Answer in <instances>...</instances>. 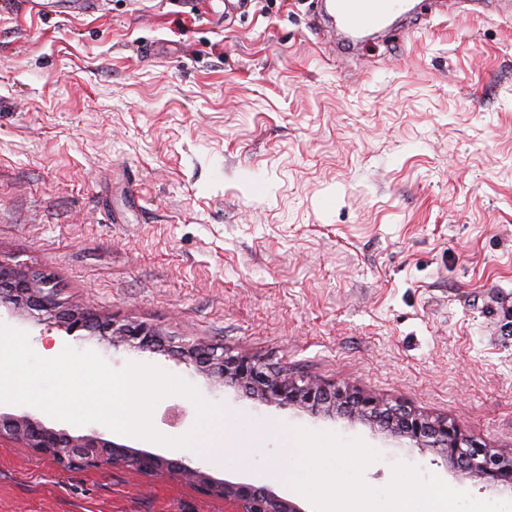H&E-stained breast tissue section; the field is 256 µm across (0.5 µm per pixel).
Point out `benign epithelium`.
<instances>
[{
	"instance_id": "1",
	"label": "benign epithelium",
	"mask_w": 512,
	"mask_h": 512,
	"mask_svg": "<svg viewBox=\"0 0 512 512\" xmlns=\"http://www.w3.org/2000/svg\"><path fill=\"white\" fill-rule=\"evenodd\" d=\"M52 320L77 340L104 333L113 347L154 350L162 343L158 330L146 324H118L92 310L60 298L49 274L30 273L20 265L0 262V308ZM181 357L196 372L222 387H242L250 398L282 407H297L315 416L338 412L372 423L387 435L404 439L414 448H431L452 469L472 474L492 489L512 492V450L491 448L465 435L446 419H433L403 406L383 402L347 384H320L275 370L264 361L231 355L221 347L196 340L178 345ZM6 439L53 460L61 469L122 468L150 477L168 474L193 485L208 498L222 499L226 512H305L297 503L262 482H233L211 475L201 464L129 448L93 431L70 434L46 425L37 415L0 411V440Z\"/></svg>"
}]
</instances>
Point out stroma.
I'll return each instance as SVG.
<instances>
[{"label":"stroma","mask_w":512,"mask_h":512,"mask_svg":"<svg viewBox=\"0 0 512 512\" xmlns=\"http://www.w3.org/2000/svg\"><path fill=\"white\" fill-rule=\"evenodd\" d=\"M54 17L0 0V261L59 296L147 324L157 351L78 341L20 312L51 358L91 349L153 364L221 408L224 445L188 457L218 478L291 467L295 428L363 439L497 501L430 451L344 416L262 403L173 351L202 339L317 383L344 382L512 448V8L438 0L357 44L310 24L311 0H96ZM153 425L189 432L171 395ZM0 512H224L166 475L64 471L0 441Z\"/></svg>","instance_id":"obj_1"}]
</instances>
